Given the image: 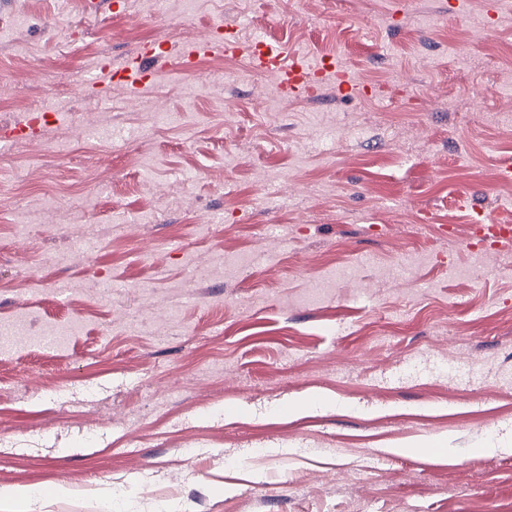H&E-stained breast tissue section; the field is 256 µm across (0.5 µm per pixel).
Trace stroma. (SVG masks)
I'll use <instances>...</instances> for the list:
<instances>
[{
    "label": "stroma",
    "mask_w": 512,
    "mask_h": 512,
    "mask_svg": "<svg viewBox=\"0 0 512 512\" xmlns=\"http://www.w3.org/2000/svg\"><path fill=\"white\" fill-rule=\"evenodd\" d=\"M83 2L0 0V132L59 116L0 150V315L88 325L0 360V489L30 493L0 512H512V453L485 450L512 442V250L474 265L455 203L512 219V9ZM226 22L383 94L289 98L232 56L86 85ZM54 114L46 113L41 118L30 119L26 123H20L12 130L22 137L30 140L42 139L48 128L55 124Z\"/></svg>",
    "instance_id": "stroma-1"
}]
</instances>
